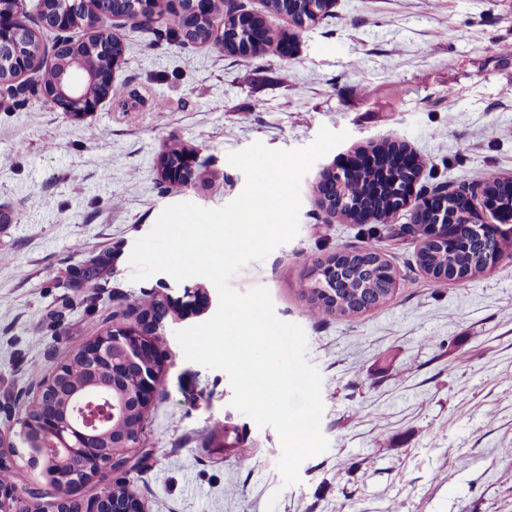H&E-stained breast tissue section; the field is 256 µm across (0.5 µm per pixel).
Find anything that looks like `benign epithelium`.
<instances>
[{
  "label": "benign epithelium",
  "instance_id": "1",
  "mask_svg": "<svg viewBox=\"0 0 512 512\" xmlns=\"http://www.w3.org/2000/svg\"><path fill=\"white\" fill-rule=\"evenodd\" d=\"M25 0H0V96L12 93L21 87L34 83L40 86L43 96L57 108L73 115L97 111L101 102L112 94L114 71L121 56L112 55V45L119 40L117 33L110 29L100 31L97 14L101 7L112 0H52V9L43 22L50 28L65 31L72 20L83 21L92 30L91 39L96 49L110 57L105 67L91 68L87 64L89 54L83 50L72 51L61 57L48 56L41 51L23 52L21 44L35 40L33 33L25 28L23 4ZM179 13L186 19L201 12L213 13L216 9L237 12L235 0H179ZM134 11L129 19L144 23H162L153 0H134ZM195 157H189L180 164H171L164 157L160 163V176L173 186L187 184L194 175ZM446 197H413L412 185L407 184L400 193L398 208L418 206L433 209L445 205ZM165 316L146 317L141 322L119 329L110 330L97 337L90 345L79 349L80 357L92 366L108 367L110 388L118 396L108 397V405L95 408L86 404L88 396L73 395L74 410L65 416L46 412L40 421V428L28 432L24 417L17 418L19 435L26 438L28 446L35 449L33 456L39 460L48 480L56 476L53 461L65 453L81 459L80 468L87 471L88 480L74 488L76 492L88 489L91 480L115 461L102 457L96 439L107 432L111 421L130 413V407L142 412L151 405L160 384V375L151 370L142 373L135 384L126 379L129 364L139 359L165 363L158 353L156 336L162 334ZM23 493L17 485L0 483V512H21ZM82 512H146L143 503L132 492L116 499L110 492H95L82 502Z\"/></svg>",
  "mask_w": 512,
  "mask_h": 512
}]
</instances>
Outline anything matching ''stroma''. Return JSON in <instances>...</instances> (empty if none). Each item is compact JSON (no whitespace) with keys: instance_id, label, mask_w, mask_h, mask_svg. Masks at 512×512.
Returning <instances> with one entry per match:
<instances>
[{"instance_id":"35a3bbf8","label":"stroma","mask_w":512,"mask_h":512,"mask_svg":"<svg viewBox=\"0 0 512 512\" xmlns=\"http://www.w3.org/2000/svg\"><path fill=\"white\" fill-rule=\"evenodd\" d=\"M116 32L121 98L83 116L33 88L0 104V434L18 432L32 370L133 323L142 293L176 299L199 286L206 309L166 324L168 358L125 475L147 512H512V257L437 280L405 236L382 250L398 272L387 303L313 320L301 295L313 261L385 233L320 204V172L346 155L405 144L428 160L418 196L491 171L512 177V56L501 52L512 0H336L298 30L288 66L272 46L245 62L152 25L121 20ZM324 127L349 136L302 177L297 236L230 280L269 290L322 375L329 448L286 487L277 431L232 408L227 375L187 361L176 338L214 315V285L163 272L134 280L130 255L167 206L219 208L242 192L228 153L256 141L303 148ZM176 141L200 163L181 187L159 172ZM95 259L98 288L76 287L75 269Z\"/></svg>"}]
</instances>
